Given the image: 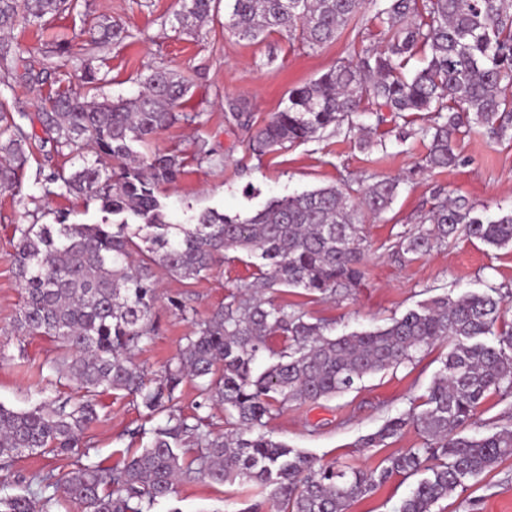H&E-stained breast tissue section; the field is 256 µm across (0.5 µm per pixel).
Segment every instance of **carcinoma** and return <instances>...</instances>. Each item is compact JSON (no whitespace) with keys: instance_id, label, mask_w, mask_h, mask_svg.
<instances>
[{"instance_id":"obj_1","label":"carcinoma","mask_w":512,"mask_h":512,"mask_svg":"<svg viewBox=\"0 0 512 512\" xmlns=\"http://www.w3.org/2000/svg\"><path fill=\"white\" fill-rule=\"evenodd\" d=\"M220 0H181L183 25L204 23ZM224 29L254 41L286 29L309 47L356 29L365 0H225ZM78 0H0V32L18 17L46 26L45 17L70 12ZM382 27L383 45L337 65L318 79L288 92L285 106L251 137L260 154L313 139L327 131L363 130L361 104L370 100L388 112L403 136L410 116L431 114L417 130L429 139L427 170L456 166L460 136L486 130L503 137L512 123V0H370ZM128 37L117 25L99 23L88 31L100 48ZM425 65L407 77L403 69L416 53ZM52 76L26 67L12 46L0 42V85H43ZM48 104L31 116L0 108V191L21 190L19 171L33 150L77 153L80 168L41 167L36 179L60 184L69 194L98 204L96 224L68 223L54 212L52 224H17L14 265L22 308L14 334L42 336L57 343L52 362L57 380L75 395L47 397L28 410L0 404V466L25 451L68 454L82 447L85 430L99 419V397L110 391L135 397L149 417L164 419L149 443L110 468L81 464L67 472L51 469L33 476L38 485L62 490L76 512H150L174 493L180 481L223 484L237 478L267 491L272 512H349L395 476L426 473L399 512H434L441 500L465 488L504 458L512 457V429L467 436L465 428L494 393L512 398V325L505 313L512 292L489 286L483 293L432 298L390 324L339 336L310 322L292 306L266 297L282 288H301L323 297L356 287L363 276L365 214H380L393 203L399 182L384 179L355 198L334 185L273 199L242 219L216 210L170 222L159 188L183 173L177 154L142 157L144 143L179 120L188 94L184 78L154 68L133 98H87L56 80ZM38 122L43 136L28 131ZM428 227L398 236L395 253L408 261L459 236L496 248L512 247V212L488 216L463 196L437 201L424 217ZM137 228L132 230L130 225ZM145 247H139L133 238ZM242 250L260 260L256 281L226 297L209 317L193 321L179 355L152 380L135 361L140 345L157 329L155 309L161 275L196 280L226 253ZM283 346L276 351L270 339ZM437 340L448 354L418 412L388 418L359 440L362 448L386 441L412 424L420 448L397 451L384 465L355 470L333 462L320 465L307 453L272 439L267 420L292 401H318L354 388L365 376L396 367ZM196 382L201 402L224 407V433L207 418L175 409V392ZM55 495L0 498V512H52Z\"/></svg>"}]
</instances>
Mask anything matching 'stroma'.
I'll use <instances>...</instances> for the list:
<instances>
[{
    "label": "stroma",
    "instance_id": "1",
    "mask_svg": "<svg viewBox=\"0 0 512 512\" xmlns=\"http://www.w3.org/2000/svg\"><path fill=\"white\" fill-rule=\"evenodd\" d=\"M79 3L77 11L51 19L42 34L35 25L19 21L9 42L32 69L53 63L59 78L85 94L89 87L81 80L87 57L84 31L108 21L125 28L128 36L99 53L101 94L134 95L152 67L171 69L188 80L190 91L182 110L190 114V121L161 130L148 147L152 153H177L188 159L178 181L160 189L174 223H186L194 210L214 208L248 217L270 200L289 194L329 185L356 192L385 177L400 178L391 207L364 219L362 230L370 251L361 285L332 301L288 288L274 293L275 303L293 305L309 321L332 323L342 334L384 326L435 296L481 292L490 285L512 289V249H495L462 237L413 261L399 259L392 250L398 235L421 228L422 217L441 192L466 197L492 214L512 211V132L500 139L479 134L462 137L456 143L461 162L445 171L419 170L426 140L417 135L401 140L392 132L370 148L361 147L356 136L330 132L260 157L249 148L253 129L284 106L290 89L379 44L373 9L361 15L358 32H343L334 41L310 49L284 30L252 42L238 40L225 31L220 11L203 25L182 27L176 20L179 0ZM231 99L242 106L241 121L225 118ZM202 146L212 149V156L199 158ZM38 166L34 158L26 164L19 195L0 193V403L15 410L29 409L40 400L39 372L57 351L45 338L20 341L13 335L22 305L11 260L17 243L13 227L52 223L60 209L68 210L71 222L77 224L103 218L96 204L46 194L35 179ZM255 273L250 257L242 253L195 280L162 276L157 333L136 355L149 377L162 375L166 364L178 356L193 320L208 317L230 292L252 283ZM179 302L184 305L180 311L175 308ZM447 351L446 343L437 342L414 361L370 375L343 395L290 402L269 420L267 431L319 462L377 468L392 453L420 447L423 440L417 429L407 426L380 448L359 447V439L375 432L387 418L421 404ZM101 402L100 418L85 431L81 453L22 454L10 471H0V496L24 492L29 477L40 470L62 472L79 463L110 467L127 452L143 448L147 440L137 431L153 425L146 410L119 393L105 394ZM418 481L415 475L393 477L354 503L349 512H397ZM252 493L251 486L240 481L180 483L151 512H242ZM435 512H512V457L468 481L464 491L440 501Z\"/></svg>",
    "mask_w": 512,
    "mask_h": 512
}]
</instances>
